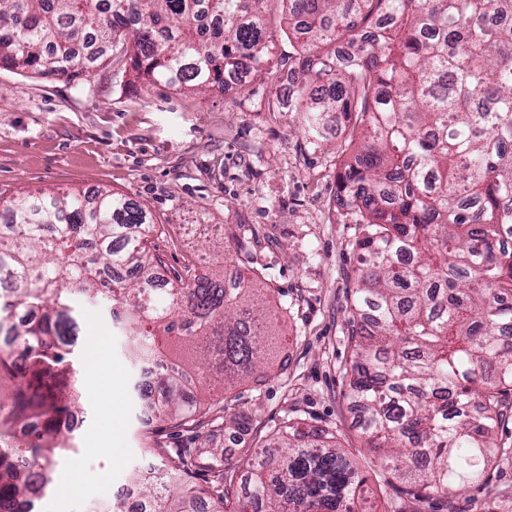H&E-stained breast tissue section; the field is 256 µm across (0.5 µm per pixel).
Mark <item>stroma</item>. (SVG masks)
Returning a JSON list of instances; mask_svg holds the SVG:
<instances>
[{"instance_id":"obj_1","label":"stroma","mask_w":512,"mask_h":512,"mask_svg":"<svg viewBox=\"0 0 512 512\" xmlns=\"http://www.w3.org/2000/svg\"><path fill=\"white\" fill-rule=\"evenodd\" d=\"M296 49L277 39L263 76L223 92L179 93L118 68L98 70L81 85L0 68V196L128 195L155 217L159 288L189 262L197 274H211L210 257L223 254L224 277L248 268L262 274L270 305L282 313L281 352L224 395L225 418L240 423L211 435L228 462L249 469L262 441L292 423L336 434L377 491L378 512H512V459L486 484L425 503L378 492L381 461L344 396L359 264L337 176L353 132L311 147L297 113L267 111V100L288 88L286 63ZM191 224L208 226V234H188ZM128 344L110 332L99 376L81 372L83 423L74 452L53 468L70 471L76 486L44 500V512H105L110 490L128 484L136 469L195 443L193 433L167 428L158 454L146 453L144 401L133 389L146 365L132 359Z\"/></svg>"}]
</instances>
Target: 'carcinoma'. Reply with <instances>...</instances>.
I'll use <instances>...</instances> for the list:
<instances>
[{
  "mask_svg": "<svg viewBox=\"0 0 512 512\" xmlns=\"http://www.w3.org/2000/svg\"><path fill=\"white\" fill-rule=\"evenodd\" d=\"M298 19L288 97L305 141L360 128L339 177L358 254L347 398L388 477L429 500L482 484L507 458L512 412V0H0V65L85 82L129 69L181 90L240 88L271 59L267 11ZM0 318L17 316L24 371L0 358V512H38L62 490L49 464L73 450L52 424L76 407L70 312L97 304L155 369L156 417L196 430L224 420L202 398L270 367L268 291L191 265L154 295V220L118 192L18 194L0 207ZM46 464L23 473L16 461ZM201 462L215 485L190 480ZM148 512H356L363 484L335 434L287 432L245 475L211 444L138 471Z\"/></svg>",
  "mask_w": 512,
  "mask_h": 512,
  "instance_id": "cac0c4a2",
  "label": "carcinoma"
}]
</instances>
